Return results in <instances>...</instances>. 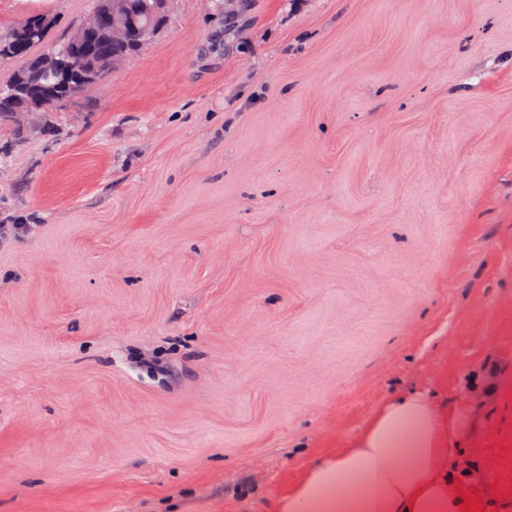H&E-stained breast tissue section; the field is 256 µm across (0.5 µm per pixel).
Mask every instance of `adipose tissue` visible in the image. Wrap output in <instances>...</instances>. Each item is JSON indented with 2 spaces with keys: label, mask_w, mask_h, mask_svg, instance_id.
I'll list each match as a JSON object with an SVG mask.
<instances>
[{
  "label": "adipose tissue",
  "mask_w": 512,
  "mask_h": 512,
  "mask_svg": "<svg viewBox=\"0 0 512 512\" xmlns=\"http://www.w3.org/2000/svg\"><path fill=\"white\" fill-rule=\"evenodd\" d=\"M461 420L433 392L381 405L348 448L309 466L272 512H465L454 478Z\"/></svg>",
  "instance_id": "ef3b65f1"
}]
</instances>
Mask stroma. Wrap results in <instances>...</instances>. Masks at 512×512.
<instances>
[{"label": "stroma", "mask_w": 512, "mask_h": 512, "mask_svg": "<svg viewBox=\"0 0 512 512\" xmlns=\"http://www.w3.org/2000/svg\"><path fill=\"white\" fill-rule=\"evenodd\" d=\"M43 124L0 128V512H269L425 389L512 512V0H179Z\"/></svg>", "instance_id": "35a3bbf8"}]
</instances>
